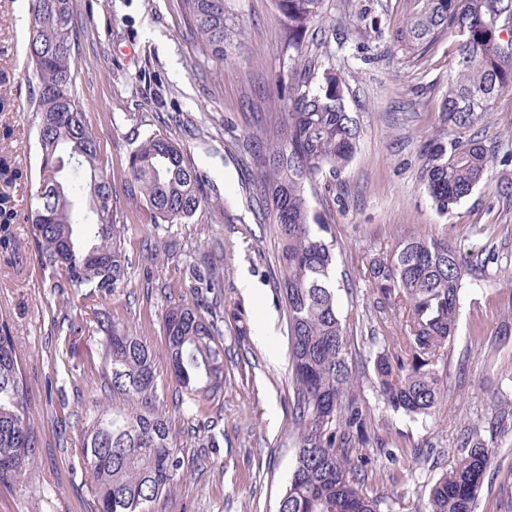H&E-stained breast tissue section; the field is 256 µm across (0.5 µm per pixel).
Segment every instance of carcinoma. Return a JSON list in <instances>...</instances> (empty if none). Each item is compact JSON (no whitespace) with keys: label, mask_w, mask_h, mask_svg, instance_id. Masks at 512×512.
<instances>
[{"label":"carcinoma","mask_w":512,"mask_h":512,"mask_svg":"<svg viewBox=\"0 0 512 512\" xmlns=\"http://www.w3.org/2000/svg\"><path fill=\"white\" fill-rule=\"evenodd\" d=\"M189 31L212 56L224 59L230 33L224 18L233 0H180ZM281 22L288 80L267 94L265 112L237 148L258 175L250 197L278 240L276 277L288 315L292 476L278 512H384L370 490L369 473L354 460L366 442L360 391L348 361L351 313L338 307L330 272L336 239L313 212L307 189L324 174L344 169L355 151L358 127L336 82L320 83L332 65L326 34L334 30L325 0H273ZM393 41L425 54L448 35L459 38L455 75L439 112L440 133L424 145L423 181L437 211L448 213L488 181L494 150L474 133L498 97L512 90V0H401ZM25 75L39 132V181L59 180L64 191L38 201L26 214L40 264L79 292L92 310V331L102 336L98 370L104 401H96L81 430L77 466L92 475L91 512H154L185 466L175 420L160 402L153 352L137 332L97 304L125 283L129 262L122 240L127 225L112 175L99 162V143L85 120L76 85L73 49L78 26L72 0H29ZM75 156L69 169L64 158ZM132 199L145 201L156 224H173L210 208L201 174L184 148L150 134L132 149ZM0 177H23L12 157L0 156ZM17 211L0 195V244L10 245ZM468 256L447 238L413 234L392 252L370 259L364 275L394 293L408 309L404 356L378 349L373 371L387 406L427 415L440 397L437 370L458 328L460 291ZM220 316L196 305L169 308L162 317L174 408L198 406L224 389ZM29 383L15 337L0 323V484L33 467L39 429L31 421ZM498 448L478 429L464 436L453 466L430 487L425 512H476Z\"/></svg>","instance_id":"1"}]
</instances>
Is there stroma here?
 I'll return each mask as SVG.
<instances>
[{"label": "stroma", "instance_id": "35a3bbf8", "mask_svg": "<svg viewBox=\"0 0 512 512\" xmlns=\"http://www.w3.org/2000/svg\"><path fill=\"white\" fill-rule=\"evenodd\" d=\"M336 22L332 72L356 117L359 138L348 165L320 177L314 209L339 247L333 278L340 309L355 320L352 357L363 367L370 337L398 349L406 311L375 288L363 271L401 238L445 236L468 252L455 339L439 369L444 393L430 414L410 417L385 406L373 373L360 376L370 437L362 450L372 489L391 512H421L429 487L449 469L466 430L479 427L499 448L486 476L478 512H512V420L490 431L492 411L512 402V162L494 161L488 186L440 214L421 178L422 145L438 126L441 98L456 66V41L424 55H406L392 33L400 0H327ZM79 27L77 84L86 120L100 141V163L124 189L136 137L176 139L202 174L212 204L190 220L153 223L142 204L123 201V247L131 260L124 288L107 296L115 319L150 345L158 393L171 398L162 317L176 304L213 307L224 317V392L196 410L195 432L181 433L188 468L162 512H276L294 459L289 435V356L285 306L273 277L277 240L246 193L253 171L237 137L282 74L280 22L273 0H239L228 19L235 39L220 61L190 35L180 0H73ZM27 0H0V77H6L14 133L13 157L28 180L11 186L28 211L38 186L36 122L25 77ZM480 133L488 146L512 148V90L497 99ZM14 244L0 246V321L16 339L31 389L30 415L40 428L32 475L0 484V512H86L92 478L75 472L86 411L98 396L75 387L69 370L98 367L101 338L76 307L60 309V289L44 273L29 226L11 227ZM224 285L206 287L210 267ZM250 278L251 295L241 286ZM273 335L260 340L261 322Z\"/></svg>", "mask_w": 512, "mask_h": 512}]
</instances>
